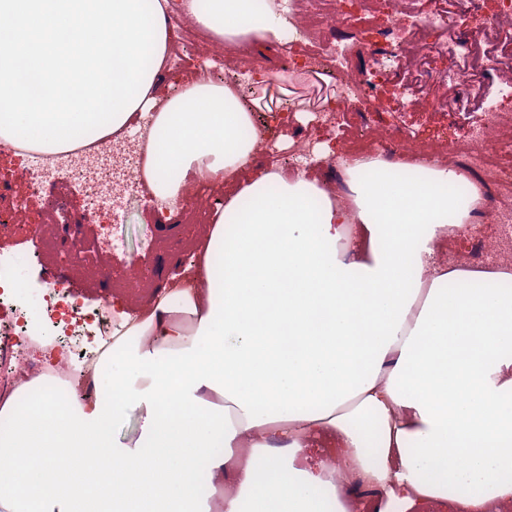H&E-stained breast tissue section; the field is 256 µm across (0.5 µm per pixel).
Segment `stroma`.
<instances>
[{
  "mask_svg": "<svg viewBox=\"0 0 512 512\" xmlns=\"http://www.w3.org/2000/svg\"><path fill=\"white\" fill-rule=\"evenodd\" d=\"M472 40L477 51L474 72L483 76L484 85L482 95L473 101L471 111L458 112L448 105V97L454 87L446 77L447 60L432 58L423 64L409 52L387 82L380 112L362 117L342 105L338 111L345 115L346 120L332 128L321 127L313 121L305 123L289 118L287 125L273 126L272 144L259 158V165L266 166L285 157L281 142L298 136L307 139L315 151H322L328 146L334 152H341L345 146V124L349 121L368 124L374 136L389 141L405 138L434 142L444 132L459 140L469 139L485 101L496 96L502 81L512 78L511 72L500 69L496 64L497 57L512 52V46L503 44L491 29L473 35ZM407 83L412 85L416 96L423 98V105L411 107L404 103L401 92ZM285 87V92H274L272 105L261 102L253 106L254 117L268 118L270 110L282 112L298 101L307 111L313 112L324 98L337 95L332 79L322 80L312 73L289 80ZM21 164L20 157L0 154V185L9 187L11 192L26 199L32 219L40 218L50 196H58L64 202L60 223L82 222L81 235L89 243L104 235L115 240L111 253L105 256L85 253L83 269L67 282L70 293L84 306L97 307L116 295L114 288L101 280L98 274L100 265H107L116 277L125 275L132 268L142 271L157 287L186 267L183 247L195 244L199 225L183 223L177 214L167 220H156L150 215L147 205L135 197L125 200L120 219H113L112 208L108 205L99 209L95 216H86L85 188L74 177L70 167L63 164L47 171L33 169L28 172L26 182L19 184L15 182L14 175ZM70 246V238L62 237L57 249L45 255L41 252L40 243L32 239L25 228L0 224V252L14 254L26 261L27 291L39 297L47 291L46 281L62 272Z\"/></svg>",
  "mask_w": 512,
  "mask_h": 512,
  "instance_id": "obj_1",
  "label": "stroma"
}]
</instances>
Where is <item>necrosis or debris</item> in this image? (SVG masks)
<instances>
[{
	"instance_id": "necrosis-or-debris-1",
	"label": "necrosis or debris",
	"mask_w": 512,
	"mask_h": 512,
	"mask_svg": "<svg viewBox=\"0 0 512 512\" xmlns=\"http://www.w3.org/2000/svg\"><path fill=\"white\" fill-rule=\"evenodd\" d=\"M354 2L355 0H302V14L292 13L288 16L289 21L294 23L297 34L282 41L284 55L306 53L308 45L319 32L335 29L344 23L346 9L353 6ZM416 24L428 31L439 33L449 30L457 32L461 29L457 19L441 11H433L419 18L410 10L397 9L390 16L386 28V35L393 41L394 50L384 54L379 49H372L375 72L371 79L359 80L345 70L349 46L340 41L328 43L324 57L309 55L307 66L315 72L335 74L341 103L354 107L359 112L378 111L382 89L394 66L395 53L402 50L405 34ZM189 50L215 60L216 65L210 70V77L231 87L236 86L238 73L260 67L253 57L243 58L223 52L221 46L190 25L185 27L178 40L173 41L171 52L176 55ZM152 123V118H144L140 130L126 134L121 140H108L80 147L58 156L36 148L18 146L1 138L0 151L21 156L28 165L43 169L51 168L61 161L74 163L77 176L87 186L88 206L94 210L105 201L118 196L113 162L121 163L125 182L130 187H138V178L145 162L146 130ZM363 152H381L393 159L404 157L418 162L432 159L444 163L452 157L464 159L466 172L476 174L495 194L494 221L497 235L492 244L477 243L463 255V262L475 268H490L499 265L505 255L512 253V110L503 107L501 102L492 100L484 106L483 118L476 125L468 142L444 139L433 147L406 139L386 145L365 136L347 141L345 157ZM189 197L192 205L184 209L182 220L190 224H202L209 213L223 206L224 188L211 179L195 184ZM0 216L5 217L7 223L26 225L30 233L41 239L48 248L54 247L59 232H66L72 241L69 264L78 266L83 243L78 236L77 225H59L50 212L40 222H31L25 201L6 189L0 191ZM47 312L48 320L43 334L51 338L57 355L54 362L44 364L30 358L29 353L36 350L37 343L27 331L25 314L14 295L0 287V376L10 378L15 371L20 370L34 376L48 373L64 381H73L71 360L74 349L69 342L59 339L60 324H71L78 328L90 326L97 335L106 338L112 334V316L108 307L92 310L85 308L76 298L70 296L63 279H55L50 286Z\"/></svg>"
}]
</instances>
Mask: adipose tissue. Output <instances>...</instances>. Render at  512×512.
<instances>
[{
  "label": "adipose tissue",
  "mask_w": 512,
  "mask_h": 512,
  "mask_svg": "<svg viewBox=\"0 0 512 512\" xmlns=\"http://www.w3.org/2000/svg\"><path fill=\"white\" fill-rule=\"evenodd\" d=\"M141 104L142 190L173 210L224 184L191 272L116 313L92 399L50 375L0 392V512H512V266L444 262L483 198L450 165L358 159L350 201L318 167H250L251 109L162 76L171 0ZM225 49L282 41L275 0H187ZM138 412L140 435L112 426Z\"/></svg>",
  "instance_id": "1"
}]
</instances>
